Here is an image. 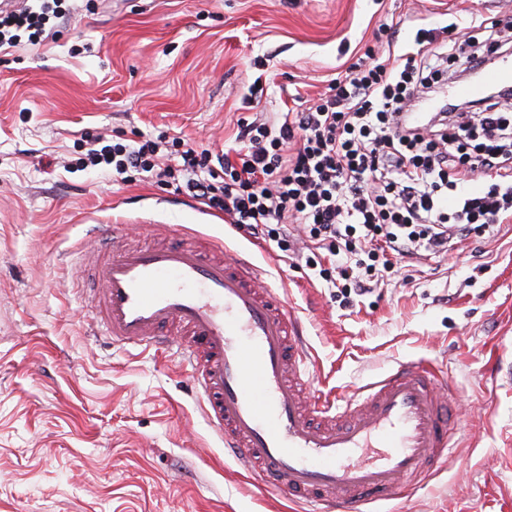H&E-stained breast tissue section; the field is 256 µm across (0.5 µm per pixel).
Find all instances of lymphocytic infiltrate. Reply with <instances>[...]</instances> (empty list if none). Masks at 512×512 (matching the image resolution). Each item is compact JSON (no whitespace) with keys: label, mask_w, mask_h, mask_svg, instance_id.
I'll return each instance as SVG.
<instances>
[{"label":"lymphocytic infiltrate","mask_w":512,"mask_h":512,"mask_svg":"<svg viewBox=\"0 0 512 512\" xmlns=\"http://www.w3.org/2000/svg\"><path fill=\"white\" fill-rule=\"evenodd\" d=\"M65 0H29L0 13V47L37 39ZM498 18L487 37L418 28L412 51L367 49L345 80L304 111L241 121L236 158L169 141L176 164L160 165V144L116 138L88 149L82 164L129 182L151 173L186 189L231 223L290 251L289 225L329 254L320 277L343 297L364 295L379 255L448 253L512 214V87L473 112L444 109L414 125L406 112L435 93L451 66L487 67L503 48Z\"/></svg>","instance_id":"lymphocytic-infiltrate-1"}]
</instances>
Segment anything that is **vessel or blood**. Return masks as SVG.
<instances>
[{"mask_svg": "<svg viewBox=\"0 0 512 512\" xmlns=\"http://www.w3.org/2000/svg\"><path fill=\"white\" fill-rule=\"evenodd\" d=\"M512 84V61L455 85L475 99ZM100 224V247L79 249L94 286L89 316L116 347L162 348L177 337L201 409L243 472L306 512H370L373 499L426 478L458 446L448 374L401 362L348 397L309 389L311 359L299 319L243 254L210 240L142 246Z\"/></svg>", "mask_w": 512, "mask_h": 512, "instance_id": "vessel-or-blood-1", "label": "vessel or blood"}]
</instances>
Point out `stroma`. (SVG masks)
I'll use <instances>...</instances> for the list:
<instances>
[{
	"mask_svg": "<svg viewBox=\"0 0 512 512\" xmlns=\"http://www.w3.org/2000/svg\"><path fill=\"white\" fill-rule=\"evenodd\" d=\"M512 22L492 0H73L52 37L0 48V512H296L246 478L206 422L174 352L92 333L70 264L92 225L182 226L246 253L303 323L315 394L398 362L449 371L454 457L374 512H512V222L452 255L399 259L352 302L304 260L186 190L76 169L87 143L137 132L219 153L262 81L267 112L345 76L381 25Z\"/></svg>",
	"mask_w": 512,
	"mask_h": 512,
	"instance_id": "1",
	"label": "stroma"
}]
</instances>
